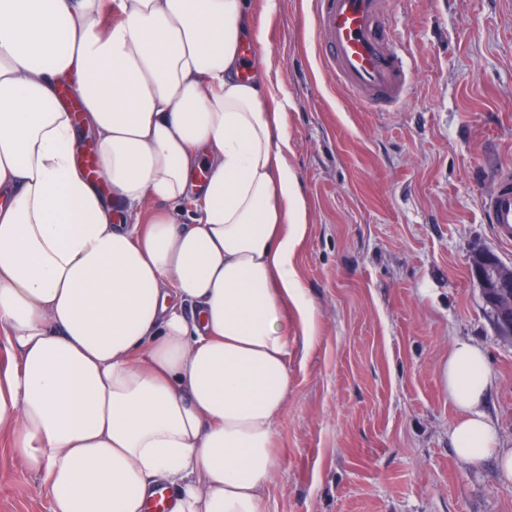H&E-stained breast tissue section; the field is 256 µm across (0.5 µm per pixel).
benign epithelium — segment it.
Returning <instances> with one entry per match:
<instances>
[{"instance_id": "benign-epithelium-1", "label": "benign epithelium", "mask_w": 512, "mask_h": 512, "mask_svg": "<svg viewBox=\"0 0 512 512\" xmlns=\"http://www.w3.org/2000/svg\"><path fill=\"white\" fill-rule=\"evenodd\" d=\"M472 276L483 300L493 308L500 333L512 335V267L503 265L490 251L475 253Z\"/></svg>"}]
</instances>
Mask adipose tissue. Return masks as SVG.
Listing matches in <instances>:
<instances>
[{
	"label": "adipose tissue",
	"instance_id": "ef3b65f1",
	"mask_svg": "<svg viewBox=\"0 0 512 512\" xmlns=\"http://www.w3.org/2000/svg\"><path fill=\"white\" fill-rule=\"evenodd\" d=\"M247 38L263 48L246 0H0V436L51 512H146L164 486L169 512H263L289 363L320 326L281 103L262 65L241 78ZM440 379L459 458L512 480L484 349L456 340Z\"/></svg>",
	"mask_w": 512,
	"mask_h": 512
}]
</instances>
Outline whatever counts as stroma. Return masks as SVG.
Listing matches in <instances>:
<instances>
[{"mask_svg":"<svg viewBox=\"0 0 512 512\" xmlns=\"http://www.w3.org/2000/svg\"><path fill=\"white\" fill-rule=\"evenodd\" d=\"M308 206L299 282L320 323L292 363L265 512H512L494 460H460L439 365L482 345L487 410L512 448V339L470 275L475 250L512 264L487 224L492 171L512 165V0H390L407 94L379 110L324 70L311 0H249ZM0 512H51L0 440Z\"/></svg>","mask_w":512,"mask_h":512,"instance_id":"obj_1","label":"stroma"}]
</instances>
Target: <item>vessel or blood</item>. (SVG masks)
Segmentation results:
<instances>
[{"instance_id": "vessel-or-blood-1", "label": "vessel or blood", "mask_w": 512, "mask_h": 512, "mask_svg": "<svg viewBox=\"0 0 512 512\" xmlns=\"http://www.w3.org/2000/svg\"><path fill=\"white\" fill-rule=\"evenodd\" d=\"M386 0H314L315 30L321 63L357 101L391 108L405 95L404 56L386 45ZM484 210L498 238L512 243V167L493 173Z\"/></svg>"}]
</instances>
